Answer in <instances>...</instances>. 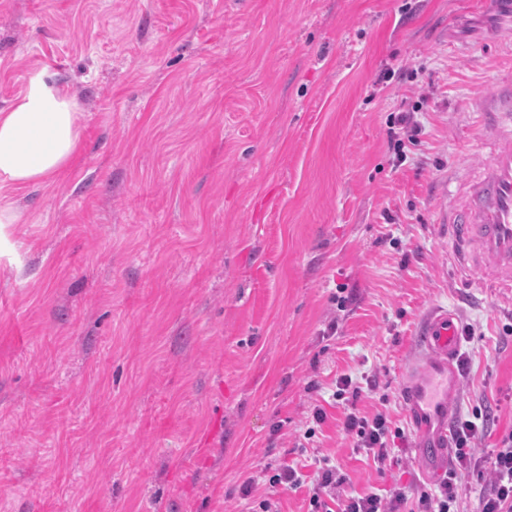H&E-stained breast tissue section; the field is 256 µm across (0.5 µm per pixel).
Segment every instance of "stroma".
Wrapping results in <instances>:
<instances>
[{
  "mask_svg": "<svg viewBox=\"0 0 512 512\" xmlns=\"http://www.w3.org/2000/svg\"><path fill=\"white\" fill-rule=\"evenodd\" d=\"M82 114L69 168L11 189L0 257V512H242L264 464L377 470L332 398L409 429L437 309L458 412L512 429V293L454 266L439 217L497 149L512 0H0V110L36 69ZM413 109L397 162L390 127ZM328 419L307 445L314 405ZM23 213L16 202L7 194L0 195V256L3 255V243L7 240L5 231L8 224H21Z\"/></svg>",
  "mask_w": 512,
  "mask_h": 512,
  "instance_id": "35a3bbf8",
  "label": "stroma"
}]
</instances>
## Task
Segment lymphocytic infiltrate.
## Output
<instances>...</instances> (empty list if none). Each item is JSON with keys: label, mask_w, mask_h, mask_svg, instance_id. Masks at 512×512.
I'll list each match as a JSON object with an SVG mask.
<instances>
[{"label": "lymphocytic infiltrate", "mask_w": 512, "mask_h": 512, "mask_svg": "<svg viewBox=\"0 0 512 512\" xmlns=\"http://www.w3.org/2000/svg\"><path fill=\"white\" fill-rule=\"evenodd\" d=\"M364 389L351 376L337 379L334 399L345 400L343 429L353 438L356 452L372 457L377 468L393 462L395 449L405 442L403 430L391 428L385 412L363 414L356 404ZM489 414L457 416L453 422L451 455L448 468L433 491L413 496L410 487L347 490L345 478L336 474L328 460H319L313 476L280 462L268 465L257 476L248 477L242 494L252 497L249 512H279L280 495L301 486L308 489V512H464L460 487L463 479L474 476L484 480L475 512H512V430L505 432L487 455L478 454L476 443L490 432ZM263 483L266 493L253 498L256 483Z\"/></svg>", "instance_id": "obj_1"}]
</instances>
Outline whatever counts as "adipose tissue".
Wrapping results in <instances>:
<instances>
[{"label":"adipose tissue","instance_id":"ef3b65f1","mask_svg":"<svg viewBox=\"0 0 512 512\" xmlns=\"http://www.w3.org/2000/svg\"><path fill=\"white\" fill-rule=\"evenodd\" d=\"M79 119L77 101L46 68L32 72L25 91L0 110V244L7 225L23 219L8 188L39 184L63 171L80 142Z\"/></svg>","mask_w":512,"mask_h":512}]
</instances>
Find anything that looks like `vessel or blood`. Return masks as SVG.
I'll list each match as a JSON object with an SVG mask.
<instances>
[{
    "label": "vessel or blood",
    "mask_w": 512,
    "mask_h": 512,
    "mask_svg": "<svg viewBox=\"0 0 512 512\" xmlns=\"http://www.w3.org/2000/svg\"><path fill=\"white\" fill-rule=\"evenodd\" d=\"M485 101L481 125L497 132L501 144L483 164L480 178L469 185L441 221L452 227L457 261L468 264L476 257L488 260L498 273V285L504 287L512 282V84L497 86ZM421 336L426 355L412 366L405 397L416 433L415 452L429 468L439 469L448 459L458 390L455 315L445 309L432 314Z\"/></svg>",
    "instance_id": "1"
}]
</instances>
